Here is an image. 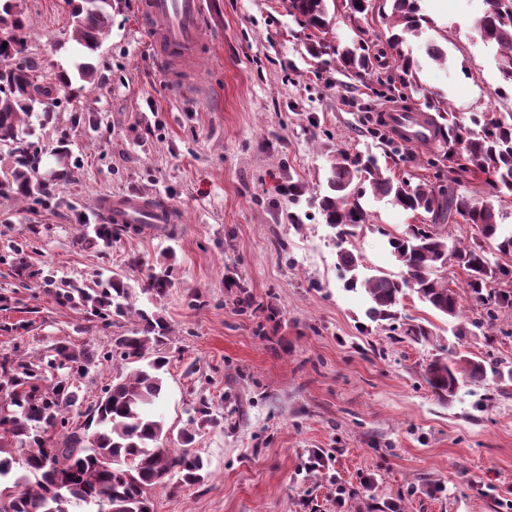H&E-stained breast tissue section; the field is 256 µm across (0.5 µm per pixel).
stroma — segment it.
Here are the masks:
<instances>
[{"instance_id": "1", "label": "stroma", "mask_w": 512, "mask_h": 512, "mask_svg": "<svg viewBox=\"0 0 512 512\" xmlns=\"http://www.w3.org/2000/svg\"><path fill=\"white\" fill-rule=\"evenodd\" d=\"M143 2L119 0L107 38L87 57L98 82L74 81L72 101L41 132L47 141L68 134L82 161L62 205L33 214L0 199V356L31 357L60 341L108 347L131 321L106 327L58 305L41 272L91 283L125 271L129 255L148 266L170 247L174 286L153 309L174 333L155 412L177 432L203 397L224 418L193 445L208 480L152 490L154 512H499L512 500V380L467 381L443 401L423 374L454 352L511 364L512 309L485 336L469 328L479 313L472 299L447 319L410 292L402 321L424 323L432 336L397 341L388 325L368 321L364 292L344 290L330 230L308 214L340 150H372L398 179H432L440 144L396 143L381 122L386 109L423 111L429 90L464 117L512 109V95L497 94V50L474 28L482 0H418L426 22L401 50L420 56L434 39L448 60L423 59L417 89L389 86L390 22L351 16L348 0H335L327 39L373 44L362 77L342 72L335 56L312 57L284 0H204L206 28L190 62L158 68ZM23 8L28 53L72 70L64 0H23ZM81 116L94 117L96 129L78 127ZM291 183L305 195L294 207L283 192ZM132 194L164 199L179 216L176 237L152 224L106 254L78 242L76 216L98 223V200ZM363 204L370 224L354 244L366 274L401 276L387 237L412 224H433L452 246L472 241L467 225L436 224L369 196ZM292 210L304 224L289 223ZM28 236L34 245L23 261L6 256L9 242ZM228 270L262 311H240L236 290L224 286ZM190 294L196 307L186 304Z\"/></svg>"}]
</instances>
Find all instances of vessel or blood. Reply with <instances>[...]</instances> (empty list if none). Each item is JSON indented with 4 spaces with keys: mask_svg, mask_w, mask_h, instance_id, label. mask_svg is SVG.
<instances>
[{
    "mask_svg": "<svg viewBox=\"0 0 512 512\" xmlns=\"http://www.w3.org/2000/svg\"><path fill=\"white\" fill-rule=\"evenodd\" d=\"M146 23L152 24V38L156 45V62L165 66L180 57L199 39L206 24L203 0H146ZM383 119L394 137L411 144H429L434 140V129L419 114L401 109L386 112ZM112 208V219L123 223L131 221L140 205L133 196L105 197Z\"/></svg>",
    "mask_w": 512,
    "mask_h": 512,
    "instance_id": "1",
    "label": "vessel or blood"
}]
</instances>
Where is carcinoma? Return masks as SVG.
<instances>
[{"mask_svg": "<svg viewBox=\"0 0 512 512\" xmlns=\"http://www.w3.org/2000/svg\"><path fill=\"white\" fill-rule=\"evenodd\" d=\"M328 0H288V13L312 32L308 51L318 57L336 56L340 67L356 74L369 70L374 54L366 42L343 48L327 43L324 35L332 24ZM389 5L396 32L387 39L395 51L399 83H417L418 62L399 51L406 35L418 32L425 21L417 0H381ZM70 9L72 39L87 53L102 44L112 20L114 0H66ZM480 35L500 52L501 79L512 86V0H484ZM29 19L13 0H0V58L20 56L23 67L0 73V154L10 164L0 167V197L21 200L35 211L49 207L58 191L70 181L79 161L71 159L69 135L47 143L36 133L52 119L50 103L57 100L72 80L61 70L50 78L43 62L26 53ZM6 47H1V44ZM436 135L448 146L443 157L465 154L466 166L448 165L450 179H484L492 192L512 196V112L488 110L469 121L451 112L445 102L425 97ZM327 191L313 199V207L332 230L338 268L348 278V290L360 288L368 298L365 316L372 322H395L398 305L410 289L436 313L460 316V294L440 276L448 262L466 275L470 298L482 307L471 321L487 329L501 309L512 308V291L496 288L512 281V230L497 222L490 204L453 188L420 182L413 186L397 180L367 152L354 157L336 153L327 173ZM371 195L405 211L425 212L434 219L458 215L483 228L488 247L448 242L423 224L410 225L401 235H389L388 244L403 268L399 278L375 275L360 278L363 257L352 238L369 223V211L361 199ZM81 240L105 252L112 243L143 225L88 224L76 218ZM174 253L167 251L148 269L139 284L150 301L164 298L172 286ZM44 283L55 288L57 301L79 309L105 324L135 318L134 328L112 337L110 350L100 352L88 345L59 342L48 359L3 356L0 358V512H153L149 491L175 490L200 484L209 477L208 463L191 451L197 430L219 421L223 413L200 399L188 410V428L173 433L157 419L150 407L164 393L167 358L157 351L168 345L171 327L157 313L138 308L132 285L124 274L114 273L97 281L94 288L77 280L48 272ZM104 362L120 366L112 383L105 386L94 405L85 411L81 429L68 427L66 414L79 408L78 377ZM506 363L493 356L474 360L458 353L433 359L425 378L442 401L454 397L466 380L482 382L496 376ZM49 373L47 383L37 384Z\"/></svg>", "mask_w": 512, "mask_h": 512, "instance_id": "carcinoma-1", "label": "carcinoma"}]
</instances>
